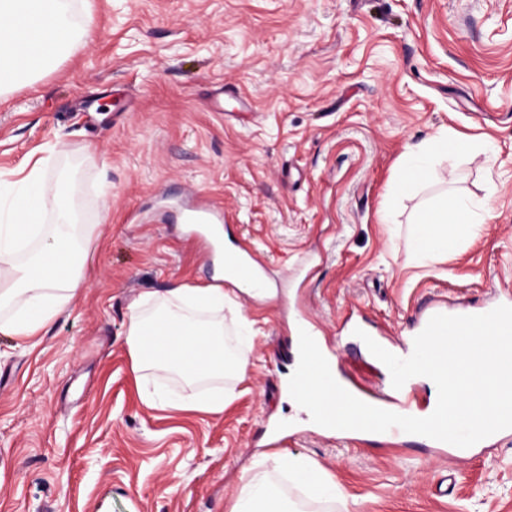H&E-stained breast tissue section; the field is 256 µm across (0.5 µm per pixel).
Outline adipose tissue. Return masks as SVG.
Listing matches in <instances>:
<instances>
[{"label": "adipose tissue", "mask_w": 512, "mask_h": 512, "mask_svg": "<svg viewBox=\"0 0 512 512\" xmlns=\"http://www.w3.org/2000/svg\"><path fill=\"white\" fill-rule=\"evenodd\" d=\"M92 16L74 22L65 0H0V93L22 76L40 74L57 57L72 33L88 38ZM472 139L441 132L405 160L393 193L431 181L430 157L471 152ZM46 159L36 160L22 178V188L0 204V335L38 345L42 330L78 299L83 284L78 263L79 213L70 180L47 181ZM485 203L460 198L440 200L416 215L414 246L420 255L455 248L483 223ZM224 289L219 285H180L163 293L145 292L129 305L126 341L134 370L164 371L181 378L187 394L171 397L163 390L145 392V404L219 415L229 394L213 380L242 373L245 361L230 356L224 344ZM175 328L178 339L166 349L143 342L148 325ZM275 466L288 470L311 492L346 503L344 493L316 468L280 456ZM230 512H288L277 485L249 479L240 486Z\"/></svg>", "instance_id": "obj_1"}]
</instances>
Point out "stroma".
I'll list each match as a JSON object with an SVG mask.
<instances>
[{"instance_id": "obj_1", "label": "stroma", "mask_w": 512, "mask_h": 512, "mask_svg": "<svg viewBox=\"0 0 512 512\" xmlns=\"http://www.w3.org/2000/svg\"><path fill=\"white\" fill-rule=\"evenodd\" d=\"M95 31L0 96V177L63 142L86 229L85 280L35 351L0 335V512H229L268 476L305 512H339L275 470L321 468L353 512H512V434L452 462L428 444L324 434L285 398L290 318L309 323L350 386L381 392L362 329L398 348L424 297L449 308L512 288V0H73ZM440 130L491 142L489 161L436 158L437 183L393 197L410 148ZM224 201L236 246L275 300L224 305L247 358L223 414L146 407L181 395L136 380L128 305L214 276L178 224L186 190ZM454 190L487 202L476 235L419 261L412 220ZM111 215L100 222L103 200ZM293 437L265 440L270 418Z\"/></svg>"}]
</instances>
